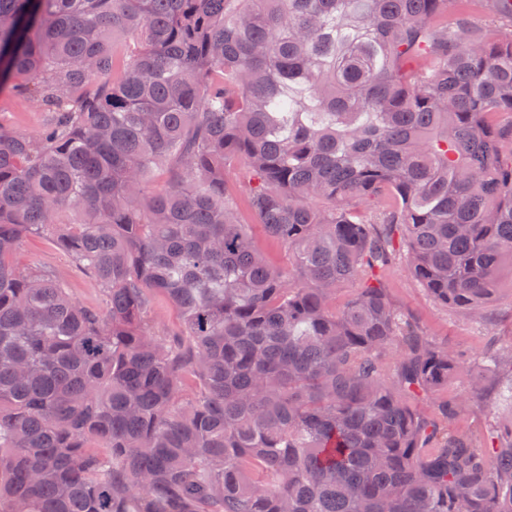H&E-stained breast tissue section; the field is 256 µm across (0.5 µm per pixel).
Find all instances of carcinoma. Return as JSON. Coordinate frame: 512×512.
Masks as SVG:
<instances>
[{
  "mask_svg": "<svg viewBox=\"0 0 512 512\" xmlns=\"http://www.w3.org/2000/svg\"><path fill=\"white\" fill-rule=\"evenodd\" d=\"M19 78L50 119L0 122V512H512V418L454 431L512 344L465 363L379 276L482 320L512 273V0H0ZM32 234L103 307L19 268ZM252 230L259 248L275 264L288 267V250L280 243L268 238L260 225H253ZM151 302L154 310L153 323L155 330L162 334L175 329L179 323L175 309L168 305L166 300L157 293H151Z\"/></svg>",
  "mask_w": 512,
  "mask_h": 512,
  "instance_id": "cac0c4a2",
  "label": "carcinoma"
}]
</instances>
